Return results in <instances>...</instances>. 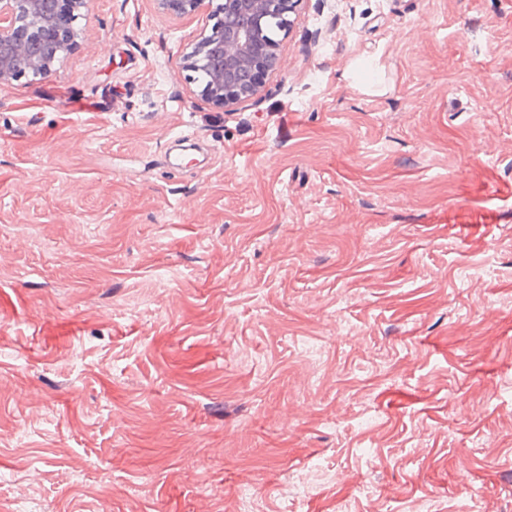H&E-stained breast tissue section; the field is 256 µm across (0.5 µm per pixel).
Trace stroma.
<instances>
[{
	"label": "stroma",
	"instance_id": "stroma-1",
	"mask_svg": "<svg viewBox=\"0 0 512 512\" xmlns=\"http://www.w3.org/2000/svg\"><path fill=\"white\" fill-rule=\"evenodd\" d=\"M212 9L0 84V512H512V0ZM218 3L211 17L215 22L195 43L189 53L190 70L207 68L211 63L216 71L211 82L202 88L205 98L215 107L250 99L265 78L277 68L278 45L266 39L268 23L280 19L288 30V13L297 0H224ZM224 28V39L221 30ZM247 74L243 84L241 73ZM197 81L207 85L206 70L195 72Z\"/></svg>",
	"mask_w": 512,
	"mask_h": 512
}]
</instances>
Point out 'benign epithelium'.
<instances>
[{"instance_id": "7a95c632", "label": "benign epithelium", "mask_w": 512, "mask_h": 512, "mask_svg": "<svg viewBox=\"0 0 512 512\" xmlns=\"http://www.w3.org/2000/svg\"><path fill=\"white\" fill-rule=\"evenodd\" d=\"M173 14L194 12L204 0H157ZM298 0H222L212 13L210 31L188 55L190 70L213 64L216 71L202 88L205 98L223 108L250 99L277 68L278 46L266 39L268 23H289ZM88 0H0V83L45 77L62 54L76 46L71 24Z\"/></svg>"}]
</instances>
